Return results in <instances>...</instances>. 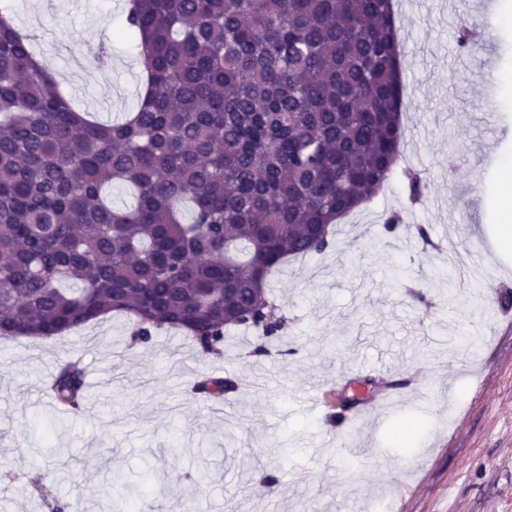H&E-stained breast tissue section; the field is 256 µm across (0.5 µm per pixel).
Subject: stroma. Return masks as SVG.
Here are the masks:
<instances>
[{
    "mask_svg": "<svg viewBox=\"0 0 512 512\" xmlns=\"http://www.w3.org/2000/svg\"><path fill=\"white\" fill-rule=\"evenodd\" d=\"M17 28L42 29L38 49L73 107L98 121L134 111L142 68L119 38L121 0H12ZM491 33L462 50L461 24ZM403 47V153L428 183L408 208L398 181L337 225L335 246L286 264L269 296L295 338L256 358L251 331L224 356L180 333L131 344L115 313L48 342L0 340V506L6 512H99L108 468L151 463L158 481L141 512H512V256L491 207L512 170V0H425L395 9ZM108 60L88 67L99 46ZM405 214L386 233L385 217ZM435 246L423 249L418 228ZM488 262L473 264L475 253ZM86 371L78 414L43 390L63 357ZM384 357L386 368L372 364ZM275 370L269 391L205 401L185 382ZM327 386L324 407L307 395ZM358 403L341 410V396ZM362 416L338 441L337 413ZM358 470L346 481L345 467ZM215 474L203 498L193 476ZM276 475L273 495L253 484Z\"/></svg>",
    "mask_w": 512,
    "mask_h": 512,
    "instance_id": "stroma-1",
    "label": "stroma"
}]
</instances>
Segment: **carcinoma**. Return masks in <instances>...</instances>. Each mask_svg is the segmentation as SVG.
<instances>
[{
  "mask_svg": "<svg viewBox=\"0 0 512 512\" xmlns=\"http://www.w3.org/2000/svg\"><path fill=\"white\" fill-rule=\"evenodd\" d=\"M126 23L143 95L105 124L72 107L0 6V338L118 312L134 344L174 329L221 357L244 326L266 357L288 339L272 270L328 250L330 226L399 174L393 0H128ZM404 176L422 201L426 180ZM117 186L134 206L112 203ZM84 377L59 365V408L81 409ZM237 391L230 377L194 384L201 398ZM157 479L149 463L112 471V510L138 512Z\"/></svg>",
  "mask_w": 512,
  "mask_h": 512,
  "instance_id": "obj_1",
  "label": "carcinoma"
}]
</instances>
